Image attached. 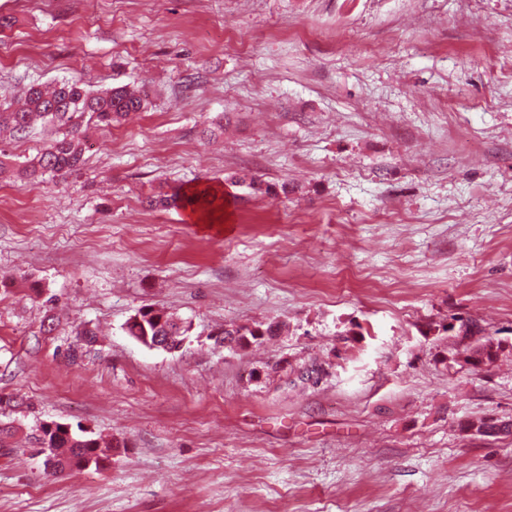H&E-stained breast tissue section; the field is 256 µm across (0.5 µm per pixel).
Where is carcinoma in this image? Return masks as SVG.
Masks as SVG:
<instances>
[{
    "label": "carcinoma",
    "instance_id": "obj_1",
    "mask_svg": "<svg viewBox=\"0 0 512 512\" xmlns=\"http://www.w3.org/2000/svg\"><path fill=\"white\" fill-rule=\"evenodd\" d=\"M149 104L148 93L129 84L103 90H93L79 76L63 79L51 88L32 83L27 88L20 105H0V133L8 132L12 137H28L41 126L46 139L37 154L20 164L13 163L7 155L0 156V180L19 181L27 186H36L46 178L63 180L80 169L86 152L87 130L93 126L108 128L121 123L131 112H140ZM154 203L162 208L195 210L202 206L221 208L224 194L206 186L194 191L172 188L160 191ZM191 324L164 310L151 306L139 309L127 323L126 330L136 340L147 344L145 338L152 336H188ZM284 324L271 321L254 326L226 325L222 336L244 350L253 344L278 336ZM499 345L487 339L466 351L463 361L480 355L487 362L497 357ZM467 428L481 435L511 432L512 424H489L484 421L470 422ZM40 428L30 434L31 443L38 447L47 443L43 452L57 471L63 472L77 466V459L84 455L106 457L99 442L84 446L80 440L84 435L74 434L73 439L44 441Z\"/></svg>",
    "mask_w": 512,
    "mask_h": 512
}]
</instances>
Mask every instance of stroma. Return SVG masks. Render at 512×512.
Wrapping results in <instances>:
<instances>
[{
  "label": "stroma",
  "mask_w": 512,
  "mask_h": 512,
  "mask_svg": "<svg viewBox=\"0 0 512 512\" xmlns=\"http://www.w3.org/2000/svg\"><path fill=\"white\" fill-rule=\"evenodd\" d=\"M1 18L0 100L79 75L151 105L89 131L66 181L0 182V512H512V433L465 430L512 423V0ZM206 178L229 231L147 203ZM143 306L192 323L182 350L127 334ZM488 337L494 363L459 365ZM43 420L115 442L109 464L48 474ZM285 325L282 322L271 321L266 324H258L254 326L248 325H224L221 335L224 336V347L234 346L241 350L247 349L252 344H259L266 338L280 336ZM228 344H225V341Z\"/></svg>",
  "instance_id": "35a3bbf8"
}]
</instances>
